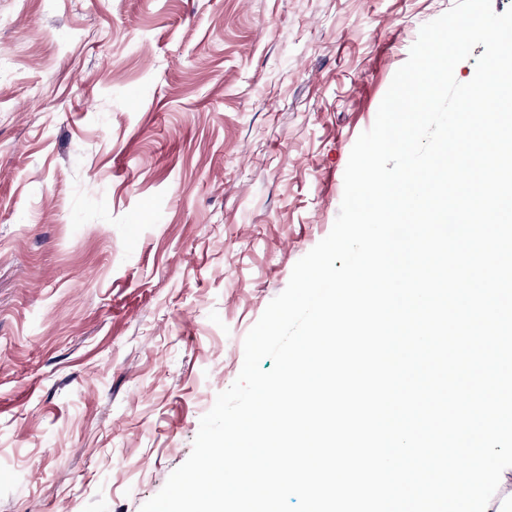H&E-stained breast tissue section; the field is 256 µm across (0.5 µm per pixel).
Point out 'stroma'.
I'll use <instances>...</instances> for the list:
<instances>
[{
	"instance_id": "stroma-1",
	"label": "stroma",
	"mask_w": 512,
	"mask_h": 512,
	"mask_svg": "<svg viewBox=\"0 0 512 512\" xmlns=\"http://www.w3.org/2000/svg\"><path fill=\"white\" fill-rule=\"evenodd\" d=\"M456 0H0V512H140Z\"/></svg>"
}]
</instances>
